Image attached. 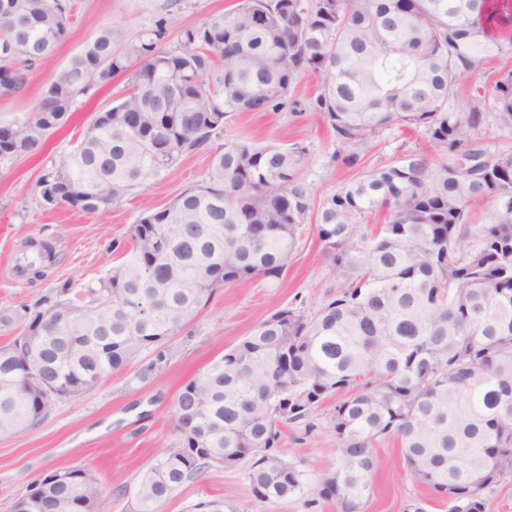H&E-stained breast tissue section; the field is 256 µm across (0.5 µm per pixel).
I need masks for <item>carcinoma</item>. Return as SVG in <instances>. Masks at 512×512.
Returning <instances> with one entry per match:
<instances>
[{"mask_svg":"<svg viewBox=\"0 0 512 512\" xmlns=\"http://www.w3.org/2000/svg\"><path fill=\"white\" fill-rule=\"evenodd\" d=\"M70 0H3L0 94L20 91L30 68L64 41ZM159 18L134 38L103 27L43 92L34 111L0 126V163L39 157L77 98L126 78L127 92L96 114L80 142L44 169L36 200L94 215L120 204L205 148L237 112H276L293 83L318 79L307 108L336 136L333 160L358 165L388 127L420 132L453 162L419 148L376 165L313 204L300 176L307 148L227 142L206 182L169 205L144 207L122 260L72 291L65 282L34 304L0 307V434L41 425L61 402L100 386L147 355L139 377L167 365L169 340L217 289L280 280L303 228L315 224L332 278L315 310L285 307L190 377L171 410L176 439L139 476L130 512H159L210 467L247 471L261 503L301 491L305 477L273 450L280 428L327 425L333 466L317 495L361 512L381 462L375 444L396 437L407 474L448 512H486L512 480V151L486 136L489 119L512 127V69L466 102L460 75L512 56V0H240L181 29L166 48ZM495 220L472 227L470 207ZM388 220L369 229L365 214ZM476 244L460 248L468 235ZM44 275L54 247L36 245ZM95 321L59 312L74 300ZM38 366H26L27 348ZM112 491L86 469H57L15 504L39 512H110Z\"/></svg>","mask_w":512,"mask_h":512,"instance_id":"1","label":"carcinoma"}]
</instances>
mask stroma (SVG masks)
Returning a JSON list of instances; mask_svg holds the SVG:
<instances>
[{"label": "stroma", "instance_id": "1", "mask_svg": "<svg viewBox=\"0 0 512 512\" xmlns=\"http://www.w3.org/2000/svg\"><path fill=\"white\" fill-rule=\"evenodd\" d=\"M238 0H73L72 33L32 70L29 83L17 93L0 96V125L32 112L43 89L64 70L83 43L111 24L133 34L167 18L172 30L201 23L215 12H227ZM127 88L124 77L91 90L67 123L49 137L45 157L15 158L0 164V305L16 307L33 303L49 288L63 282L81 287L119 263L130 241L131 229L143 202L160 207L185 189L202 184L211 156L228 141H272L289 147L302 143L308 149L301 176L313 200L337 191L358 179L367 168L392 162L406 150L423 146L420 133L406 128L382 130L373 141L365 163L347 167L333 162L336 137L332 129L306 103L317 88L315 75L303 74L291 89L299 103L296 111L240 112L226 123L223 134L210 148L183 159L144 191L98 215L70 207L40 209L35 182L52 159L70 151L96 113L110 106ZM49 243L53 263L41 278H16L15 258L25 242ZM330 283V270L313 226H305L281 280H256L241 287L218 289L191 325L190 335L171 339L173 356L168 365L149 379H139L140 362H133L96 390L58 405L39 427L19 436L0 435V512H12L14 502L44 472L80 467L105 486L120 489L111 512H128V492L137 477L174 441L169 421L171 405L182 384L211 360L247 336L261 320L277 309L305 304L318 306ZM330 404L315 412L313 432L291 424L282 430L288 459L303 470L308 482L303 493L268 503H258L248 491L244 468H210L185 484L164 503L160 512H188L205 498H219L226 512H341L332 502L316 499L313 479L332 463L335 446L326 424ZM384 462L371 481L363 512H404L407 504L424 501L427 512H446L432 494L405 471L396 438L377 442Z\"/></svg>", "mask_w": 512, "mask_h": 512}]
</instances>
